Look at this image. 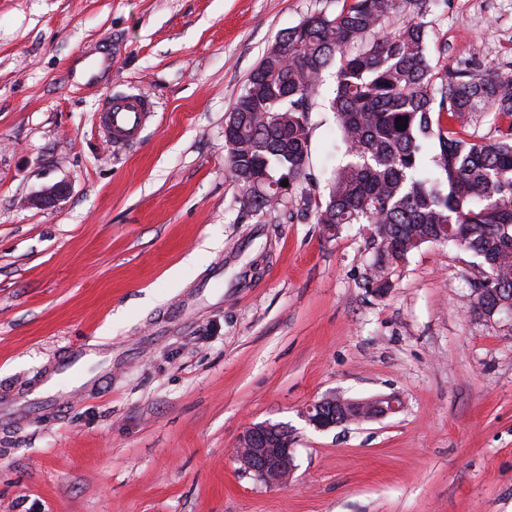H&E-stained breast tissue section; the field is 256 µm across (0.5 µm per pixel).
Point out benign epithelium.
<instances>
[{
  "instance_id": "7a95c632",
  "label": "benign epithelium",
  "mask_w": 512,
  "mask_h": 512,
  "mask_svg": "<svg viewBox=\"0 0 512 512\" xmlns=\"http://www.w3.org/2000/svg\"><path fill=\"white\" fill-rule=\"evenodd\" d=\"M66 192L65 184L55 183L43 188L28 203L49 206ZM401 409L400 399L391 395L350 399L331 394L306 406L301 417L315 429L326 431L345 424L385 418ZM293 445L294 437L288 427L251 424L241 433L235 456L240 470L257 481L282 485L293 477L296 470Z\"/></svg>"
}]
</instances>
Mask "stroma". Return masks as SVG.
I'll list each match as a JSON object with an SVG mask.
<instances>
[{
    "instance_id": "35a3bbf8",
    "label": "stroma",
    "mask_w": 512,
    "mask_h": 512,
    "mask_svg": "<svg viewBox=\"0 0 512 512\" xmlns=\"http://www.w3.org/2000/svg\"><path fill=\"white\" fill-rule=\"evenodd\" d=\"M429 48L512 75V0H427ZM343 0H0V392L85 343L112 371L59 417L0 400V512H512V318L474 315L479 258L425 244L368 286L367 225L240 212L224 123L276 37ZM336 87L310 114L304 188L326 199ZM158 104L137 148L96 111ZM58 182L54 205H28ZM336 393L400 413L328 431ZM295 438L291 481L238 469L246 426Z\"/></svg>"
}]
</instances>
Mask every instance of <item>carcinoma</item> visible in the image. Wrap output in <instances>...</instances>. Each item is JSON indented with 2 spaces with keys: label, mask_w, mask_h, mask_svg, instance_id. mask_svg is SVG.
Segmentation results:
<instances>
[{
  "label": "carcinoma",
  "mask_w": 512,
  "mask_h": 512,
  "mask_svg": "<svg viewBox=\"0 0 512 512\" xmlns=\"http://www.w3.org/2000/svg\"><path fill=\"white\" fill-rule=\"evenodd\" d=\"M427 0H350L281 33L250 74L224 125L240 210L282 204L281 182L306 180L309 114L324 70L338 65L330 107L348 162L315 206L318 224H366L381 272L427 243L452 244L487 268L478 299L512 300V78L433 60ZM393 17L401 24L388 29ZM490 112L498 138L467 129ZM408 118L407 128L396 119ZM431 154L433 170L423 168Z\"/></svg>",
  "instance_id": "carcinoma-1"
}]
</instances>
